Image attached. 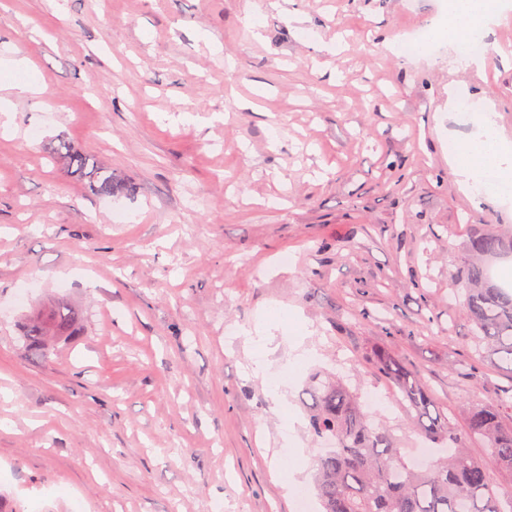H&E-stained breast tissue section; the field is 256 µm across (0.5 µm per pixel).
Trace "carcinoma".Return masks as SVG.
Returning <instances> with one entry per match:
<instances>
[{"label":"carcinoma","instance_id":"1","mask_svg":"<svg viewBox=\"0 0 512 512\" xmlns=\"http://www.w3.org/2000/svg\"><path fill=\"white\" fill-rule=\"evenodd\" d=\"M53 154L70 173L89 179L97 192L111 196L118 190L112 172L90 162L63 140ZM471 259L464 268L466 311L490 355L512 365V292L489 276L486 261L512 259V236L479 234L470 241ZM78 316L66 305L50 319H33L25 331L27 344L47 353L53 340L73 336ZM374 364L397 382L410 402L417 423L430 440L448 439V457L419 470L408 465L394 447L388 431L370 423L357 395L341 379H314L310 429L314 437L336 447L316 460L315 489L323 512H512V492L495 489L497 471L512 472V426L504 423L503 409L494 403L475 406L469 434L488 449L484 459L464 450L463 439L448 431L434 416L421 378L386 350Z\"/></svg>","mask_w":512,"mask_h":512}]
</instances>
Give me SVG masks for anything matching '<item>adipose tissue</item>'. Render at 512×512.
Returning a JSON list of instances; mask_svg holds the SVG:
<instances>
[{"label":"adipose tissue","mask_w":512,"mask_h":512,"mask_svg":"<svg viewBox=\"0 0 512 512\" xmlns=\"http://www.w3.org/2000/svg\"><path fill=\"white\" fill-rule=\"evenodd\" d=\"M507 10L505 0H448V23L436 35L452 46L485 36ZM494 115L493 104L485 103L479 133L449 161L457 185L466 194L487 189L486 175L491 171L501 184L512 185V139L498 128Z\"/></svg>","instance_id":"ef3b65f1"}]
</instances>
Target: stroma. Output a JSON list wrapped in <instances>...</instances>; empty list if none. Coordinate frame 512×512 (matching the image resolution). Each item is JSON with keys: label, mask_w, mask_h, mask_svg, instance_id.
<instances>
[{"label": "stroma", "mask_w": 512, "mask_h": 512, "mask_svg": "<svg viewBox=\"0 0 512 512\" xmlns=\"http://www.w3.org/2000/svg\"><path fill=\"white\" fill-rule=\"evenodd\" d=\"M447 2L0 0V59L25 61L0 66V95L43 89L12 97L0 134V512H297L318 370L383 394L370 418L438 460L447 440L412 423L380 349L453 433L512 406L461 280L474 236L512 232V197L464 195L448 169L479 116L449 111V89L493 101L512 139V18L479 73L441 41L381 43ZM60 139L123 190L68 173ZM57 301L78 335L29 349L25 319ZM264 311L266 345L235 335Z\"/></svg>", "instance_id": "stroma-1"}]
</instances>
